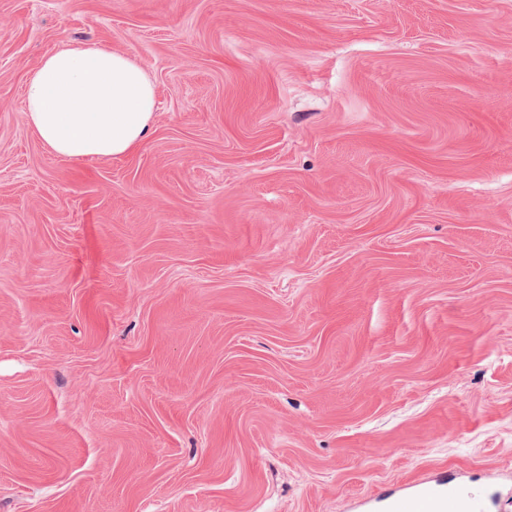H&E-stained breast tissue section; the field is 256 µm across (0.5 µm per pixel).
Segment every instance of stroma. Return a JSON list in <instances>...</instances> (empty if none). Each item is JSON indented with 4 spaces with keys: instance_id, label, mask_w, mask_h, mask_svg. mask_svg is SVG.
Segmentation results:
<instances>
[{
    "instance_id": "stroma-1",
    "label": "stroma",
    "mask_w": 512,
    "mask_h": 512,
    "mask_svg": "<svg viewBox=\"0 0 512 512\" xmlns=\"http://www.w3.org/2000/svg\"><path fill=\"white\" fill-rule=\"evenodd\" d=\"M130 53L72 163L24 87ZM0 512H512V0H0ZM155 89L129 53L82 44L46 53L27 80L24 116L55 156L117 159L152 132ZM476 512L459 493L453 489L423 487L414 493L400 497L392 512Z\"/></svg>"
}]
</instances>
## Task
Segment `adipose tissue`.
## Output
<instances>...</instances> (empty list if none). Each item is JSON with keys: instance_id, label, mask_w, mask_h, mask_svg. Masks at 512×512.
<instances>
[{"instance_id": "ef3b65f1", "label": "adipose tissue", "mask_w": 512, "mask_h": 512, "mask_svg": "<svg viewBox=\"0 0 512 512\" xmlns=\"http://www.w3.org/2000/svg\"><path fill=\"white\" fill-rule=\"evenodd\" d=\"M155 89L129 53L97 44L46 53L24 92L28 126L55 156L77 163L117 159L152 132Z\"/></svg>"}]
</instances>
